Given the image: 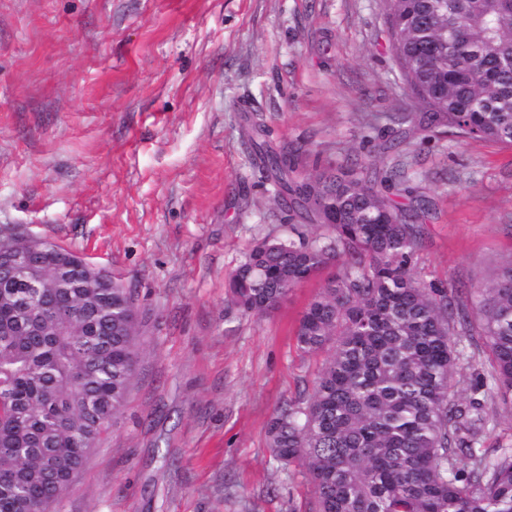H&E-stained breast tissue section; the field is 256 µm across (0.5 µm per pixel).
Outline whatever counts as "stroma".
<instances>
[{
    "mask_svg": "<svg viewBox=\"0 0 512 512\" xmlns=\"http://www.w3.org/2000/svg\"><path fill=\"white\" fill-rule=\"evenodd\" d=\"M415 109L385 0H0V225L112 273L140 322L128 402L57 512H312L266 424L328 357L294 331L336 269L264 316L228 303L255 239L317 233L245 127L302 144L300 179L402 166L430 205L414 279L477 287L512 259V147L390 119Z\"/></svg>",
    "mask_w": 512,
    "mask_h": 512,
    "instance_id": "1",
    "label": "stroma"
}]
</instances>
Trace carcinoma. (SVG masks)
Instances as JSON below:
<instances>
[{"label":"carcinoma","mask_w":512,"mask_h":512,"mask_svg":"<svg viewBox=\"0 0 512 512\" xmlns=\"http://www.w3.org/2000/svg\"><path fill=\"white\" fill-rule=\"evenodd\" d=\"M386 2L396 62L421 106L393 120L511 147L512 0ZM268 136L260 120L246 130L275 200L328 235L255 241L228 299L263 316L338 265L295 331L302 352L332 353L311 395L267 423L271 457L306 468L315 512H512V448L482 447L491 404L512 392V260L464 301L419 284L411 261L428 206L402 170L295 180L303 147L276 149ZM25 234L1 226L0 242L21 246ZM43 247L49 287L0 278V512H54L126 405L136 369L130 290L115 277L89 287L75 256L58 288L49 263L71 252ZM463 338L492 353L464 400L455 392L469 362Z\"/></svg>","instance_id":"cac0c4a2"}]
</instances>
